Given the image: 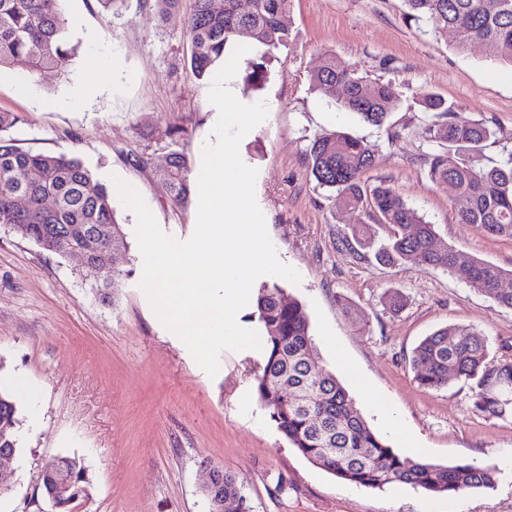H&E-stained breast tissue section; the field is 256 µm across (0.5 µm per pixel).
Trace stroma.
<instances>
[{
	"mask_svg": "<svg viewBox=\"0 0 512 512\" xmlns=\"http://www.w3.org/2000/svg\"><path fill=\"white\" fill-rule=\"evenodd\" d=\"M190 6L182 0L179 15L163 22L154 0H126L118 16L96 0H62L77 46L67 73L40 82L22 62L0 70V110L18 117L0 138L77 158L107 185L121 177L160 228L181 241L194 232L196 204L172 201L159 172L173 150L198 170L218 120L211 79L187 76L181 15ZM285 22L292 44L268 61L262 88H247L241 71L234 81L243 102L267 105L266 120L241 140L239 153L258 171L256 201L279 259L301 275L297 284L272 275L257 283L278 285L303 303L328 368L341 354L368 380L374 399L354 387L349 393L373 429L381 427V405L404 423L412 443L388 439L398 453L413 444L434 462L496 467L495 487L460 499L405 485L373 490L307 462L258 398L260 351H223L212 377L159 321L139 287L136 218L116 197L120 265L128 275L107 302L81 278L77 259L0 224V382L27 378L42 399L38 429L28 427L27 407L19 409L20 451L9 486L0 488V512H43L40 475L65 455L88 469L74 512H208L202 487L214 467L243 480L252 512H423L428 505L435 512H512V411L498 417L476 410L466 381L424 389L411 367L413 348L446 325L476 327L492 355L512 354V309L460 274L382 265L368 249L359 257L341 251L338 239L353 226L367 223L375 241L388 227L334 204L305 163L310 139L325 130L342 128L376 144L366 186L394 187L434 224L437 245L455 246L460 265L477 257L512 269V240L456 223L452 188L427 178L418 155L435 150L429 129L439 119L417 103L420 92H433L454 105L455 121L486 124L494 135L484 164L505 161L512 156V66L476 44L457 50L453 34L409 18L403 0H293ZM329 54L361 76L396 84L401 102L384 126L346 111L339 95L310 90V72ZM92 58L104 69L119 60L121 75L105 77L88 100H74ZM19 81L27 96L17 94ZM392 293L402 297L401 308L388 307Z\"/></svg>",
	"mask_w": 512,
	"mask_h": 512,
	"instance_id": "1",
	"label": "stroma"
}]
</instances>
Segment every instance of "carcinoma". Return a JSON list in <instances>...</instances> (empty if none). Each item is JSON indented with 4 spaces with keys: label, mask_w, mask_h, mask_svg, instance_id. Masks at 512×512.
Instances as JSON below:
<instances>
[{
    "label": "carcinoma",
    "mask_w": 512,
    "mask_h": 512,
    "mask_svg": "<svg viewBox=\"0 0 512 512\" xmlns=\"http://www.w3.org/2000/svg\"><path fill=\"white\" fill-rule=\"evenodd\" d=\"M59 0H0V69L18 61L29 64L39 80L62 76L77 46L66 32ZM409 15L435 32L453 31L456 47L480 45L487 58L512 65V0H404ZM292 0H192L183 18L189 48V71L196 80L207 77L224 61L234 43L252 40L264 56L289 49L292 33L284 22ZM266 80L264 65L250 62L246 85L257 88ZM311 89L324 95L340 87L342 106L364 122L381 127L400 102L391 81L367 79L342 66L334 56L309 75ZM425 112L446 121L430 129L440 149L424 154L427 175L433 182L451 181L456 189L454 217L494 238L512 240V157L492 166L479 165L481 153L494 132L484 123H459L445 99L432 92L419 96ZM375 145L344 130H325L313 136L305 159L318 185L334 199L354 210H365L391 227L377 258L384 264L427 266L452 273L457 252L452 246L434 248L435 226L424 220L395 189L381 183L367 189L363 174L374 162ZM169 196L185 202L191 193L189 168L184 156L173 151L160 172ZM0 224L20 236L46 243L44 250L66 256L71 232L94 226L112 235L91 254L86 273L92 275L102 301L125 275L119 267L117 244L123 242L107 186L75 158L23 151L0 138ZM349 253L366 246L365 227L338 239ZM466 278L491 296L500 307L512 309V290L500 288L512 276L483 259L474 258L463 269ZM255 317L264 331L265 346L255 375L259 399L278 431L308 462L336 477L365 488L409 485L425 493H451L490 488L497 470L467 461L452 465L411 460L396 453L376 434L355 408L336 374L323 365L310 332L308 315L297 301L284 298L278 285L260 288ZM416 381L439 390L451 378L475 381L474 407L503 416L512 405V358L490 357L487 337L476 327L446 326L426 336L414 348ZM292 386L281 391L282 384ZM17 402L0 388V448L19 450ZM63 473L75 478L67 499L55 512H72L83 496L85 467L76 457L59 459ZM213 487L206 493L209 512L220 498L238 502L241 512H251L239 477L213 469Z\"/></svg>",
    "instance_id": "obj_1"
}]
</instances>
